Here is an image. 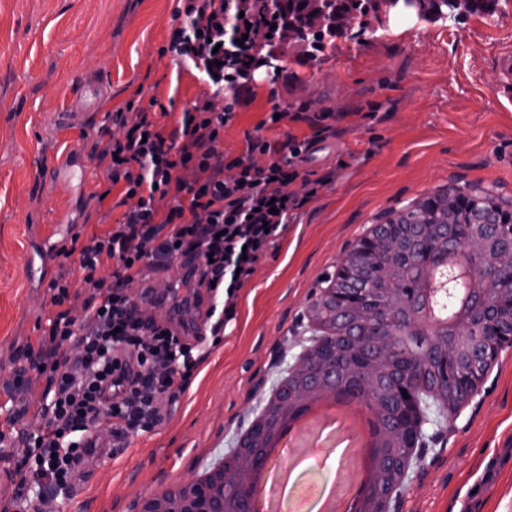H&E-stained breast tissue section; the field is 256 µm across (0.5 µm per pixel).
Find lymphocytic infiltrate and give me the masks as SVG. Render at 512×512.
<instances>
[{"mask_svg":"<svg viewBox=\"0 0 512 512\" xmlns=\"http://www.w3.org/2000/svg\"><path fill=\"white\" fill-rule=\"evenodd\" d=\"M184 2V23L167 50L198 71L211 92L188 103L168 134L147 112L131 119L113 113L120 133L103 141L98 159L129 207L107 231L60 248L61 256L76 257L81 278L75 283L61 273L49 282L55 312L48 332L24 350L45 381L44 425L23 437L14 476L18 495L44 506L72 487L77 464L97 452L99 433L110 434L119 453L131 435L160 424L165 403L184 392L200 364L179 330L142 313L132 285L147 270L181 259L184 286L223 287V304L206 312L220 333L244 281L303 203L290 168L301 143L290 141L284 156L257 134L249 136L246 156L224 155V128L252 94L253 74L262 54L274 51L284 19L262 13L255 0ZM76 284L86 293L77 317L70 308Z\"/></svg>","mask_w":512,"mask_h":512,"instance_id":"obj_1","label":"lymphocytic infiltrate"}]
</instances>
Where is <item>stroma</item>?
I'll return each instance as SVG.
<instances>
[{
	"label": "stroma",
	"mask_w": 512,
	"mask_h": 512,
	"mask_svg": "<svg viewBox=\"0 0 512 512\" xmlns=\"http://www.w3.org/2000/svg\"><path fill=\"white\" fill-rule=\"evenodd\" d=\"M179 0H0V461L14 467L17 431L38 426L44 385L17 386L28 343L48 327V278L31 279L38 245H70L104 231L126 210L106 190L94 147L109 113L163 107L172 130L188 102L208 93L197 72L166 48ZM512 51V0L485 13L433 21L366 17L360 36L325 38L321 51L292 38L277 76L258 72L252 100L224 128V153H246L254 131L274 146L307 144L295 168L317 192L295 210L276 250L238 293L167 420L131 436L117 456L84 460L81 492L59 494L53 512H138L147 495L222 465L238 434L309 343L303 304L362 224H379L431 192L487 194L512 203V84L498 56ZM102 84L100 105L73 113L84 80ZM305 106L299 120L261 122L273 103ZM327 113L325 124L316 121ZM78 166L37 180L69 151ZM107 191L105 200L97 192ZM179 262L150 273L132 293L147 314L192 321ZM397 512H512V351L465 415L425 429ZM341 426H311L283 454L290 512H314L326 484L352 468Z\"/></svg>",
	"instance_id": "stroma-1"
}]
</instances>
